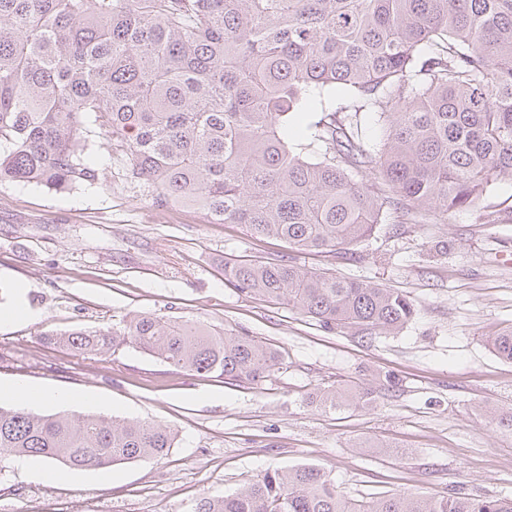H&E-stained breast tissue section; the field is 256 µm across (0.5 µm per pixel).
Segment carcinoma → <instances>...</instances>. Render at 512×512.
Returning <instances> with one entry per match:
<instances>
[{"instance_id":"obj_1","label":"carcinoma","mask_w":512,"mask_h":512,"mask_svg":"<svg viewBox=\"0 0 512 512\" xmlns=\"http://www.w3.org/2000/svg\"><path fill=\"white\" fill-rule=\"evenodd\" d=\"M310 112L294 140L293 117ZM365 113L387 128L379 150L362 137ZM90 121L155 206H198L215 224L335 255L389 210L404 224L478 211L494 183L512 180V0H0V184L95 183ZM367 170L389 193L352 180ZM224 281L360 336L394 333L416 314L402 292L290 260L227 258ZM46 340L90 355L132 345L244 385L286 366L252 336L160 314ZM491 347L512 363V327ZM367 399L314 391L329 410ZM175 443L151 421L0 405V462L107 467ZM192 512H512V498L354 501L330 471L300 465Z\"/></svg>"}]
</instances>
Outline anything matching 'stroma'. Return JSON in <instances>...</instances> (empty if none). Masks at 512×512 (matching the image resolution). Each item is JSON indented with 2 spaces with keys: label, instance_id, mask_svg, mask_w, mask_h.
Segmentation results:
<instances>
[{
  "label": "stroma",
  "instance_id": "1",
  "mask_svg": "<svg viewBox=\"0 0 512 512\" xmlns=\"http://www.w3.org/2000/svg\"><path fill=\"white\" fill-rule=\"evenodd\" d=\"M96 183L55 192L0 185V382L63 392L38 405L148 419L178 433L168 457L43 479L42 463L13 459L0 512H190L268 470H331L356 500L380 493L438 497L458 490L512 497V363L489 342L512 325V217L486 210L512 198L494 185L483 211H456L434 224H402L387 213L374 234L339 255L293 254L283 241L216 224L201 210L154 206L127 172L126 157L89 132ZM295 258L310 269L405 292L416 305L399 332L373 339L326 329L301 313L240 293L224 260ZM133 313L184 316L240 332L280 352L286 369L258 386L185 372L126 345L83 355L48 345L64 333ZM396 386H387L386 377ZM372 390L370 404L324 410L320 385Z\"/></svg>",
  "mask_w": 512,
  "mask_h": 512
}]
</instances>
